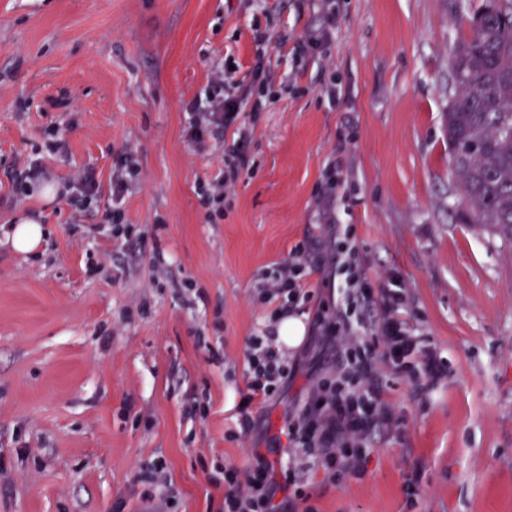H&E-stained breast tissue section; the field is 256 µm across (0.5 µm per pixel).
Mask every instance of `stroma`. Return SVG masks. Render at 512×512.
Segmentation results:
<instances>
[{
  "mask_svg": "<svg viewBox=\"0 0 512 512\" xmlns=\"http://www.w3.org/2000/svg\"><path fill=\"white\" fill-rule=\"evenodd\" d=\"M480 3L332 0L316 47V0H0V512H218L212 476L246 475L255 448L313 512H512V242L461 223L443 125L448 60ZM219 67L261 74L268 95L220 214L202 188L234 135L185 134ZM122 154L140 177L116 239ZM35 155L54 197L8 178ZM337 157V223L372 282L407 284L448 369L421 394L390 377L398 429L362 475L331 482L284 452L336 367L312 334L287 348L297 372L249 432L237 403L248 340L273 323L263 281L331 234L314 200ZM77 172L100 186L86 207ZM23 213L45 230L26 254L5 237ZM128 158L124 155L120 156L115 163V172L112 173L111 181V205L109 209V218L112 224H124L123 203L126 194L132 187V181L127 179Z\"/></svg>",
  "mask_w": 512,
  "mask_h": 512,
  "instance_id": "1",
  "label": "stroma"
}]
</instances>
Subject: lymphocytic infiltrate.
Returning a JSON list of instances; mask_svg holds the SVG:
<instances>
[{
  "instance_id": "f902f5d3",
  "label": "lymphocytic infiltrate",
  "mask_w": 512,
  "mask_h": 512,
  "mask_svg": "<svg viewBox=\"0 0 512 512\" xmlns=\"http://www.w3.org/2000/svg\"><path fill=\"white\" fill-rule=\"evenodd\" d=\"M245 108L255 114L263 111L264 104L242 87L233 71L221 69L214 72L205 97L186 105L191 142L222 139L232 126L238 131L222 174L207 197L216 207L223 204L247 164L250 132L239 123ZM323 264L338 280V312L334 320L317 319L315 333L340 361L334 377L319 378L311 387L297 423L288 431V447L300 450L328 477L338 480L363 472L375 438L397 423L387 398V377H407L419 391L443 374L445 361L412 324L413 298L403 280L388 275L380 284H372L365 266L340 241L329 245ZM306 267L303 251H296L292 261L264 285L266 302L284 297L294 304L303 299ZM276 341L271 331L249 340V380L238 405L241 414H249L255 401L275 396L296 372ZM252 458L246 477L225 469L222 512H312L301 507L299 494L277 499L283 486L273 464L257 449Z\"/></svg>"
}]
</instances>
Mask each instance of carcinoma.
<instances>
[{"mask_svg":"<svg viewBox=\"0 0 512 512\" xmlns=\"http://www.w3.org/2000/svg\"><path fill=\"white\" fill-rule=\"evenodd\" d=\"M449 72L445 131L463 219L512 242V0H482Z\"/></svg>","mask_w":512,"mask_h":512,"instance_id":"1","label":"carcinoma"}]
</instances>
